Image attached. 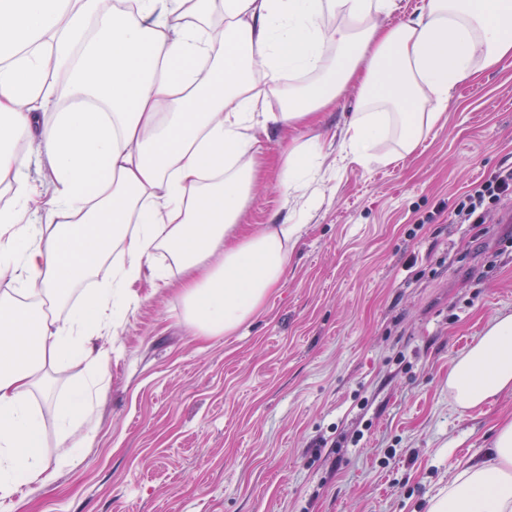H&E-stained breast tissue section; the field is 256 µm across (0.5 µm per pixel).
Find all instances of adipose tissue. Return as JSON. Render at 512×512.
Wrapping results in <instances>:
<instances>
[{
  "mask_svg": "<svg viewBox=\"0 0 512 512\" xmlns=\"http://www.w3.org/2000/svg\"><path fill=\"white\" fill-rule=\"evenodd\" d=\"M0 0V496L44 481L42 425L28 407L39 372L71 358L106 370L143 278L176 286L199 336L230 334L282 282L299 227L234 231L256 181L259 133L307 125L355 84L363 112L342 152L368 163L390 130L412 153L454 84L512 58V0ZM67 106H59V78ZM282 99L271 111L269 97ZM45 155L53 186L29 176ZM315 140L280 156L284 194L325 159ZM100 287L70 298L111 251ZM168 254L173 268L155 265ZM69 304L49 322L43 304ZM512 390V313L448 373L464 410ZM426 512H512V421L487 460L464 467Z\"/></svg>",
  "mask_w": 512,
  "mask_h": 512,
  "instance_id": "adipose-tissue-1",
  "label": "adipose tissue"
}]
</instances>
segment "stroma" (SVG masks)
<instances>
[{
	"label": "stroma",
	"instance_id": "35a3bbf8",
	"mask_svg": "<svg viewBox=\"0 0 512 512\" xmlns=\"http://www.w3.org/2000/svg\"><path fill=\"white\" fill-rule=\"evenodd\" d=\"M357 98L347 85L314 126L264 143L242 222L300 230L283 282L250 320L194 335L177 290L141 282L101 340L113 354L91 445L65 460L56 410L87 370H43L28 405L53 479L22 487L13 512H424L485 459L512 391L462 410L448 372L512 311V201L479 235L440 208L512 165V59L457 85L410 155L328 157L286 198L284 146L317 136L339 147Z\"/></svg>",
	"mask_w": 512,
	"mask_h": 512
}]
</instances>
